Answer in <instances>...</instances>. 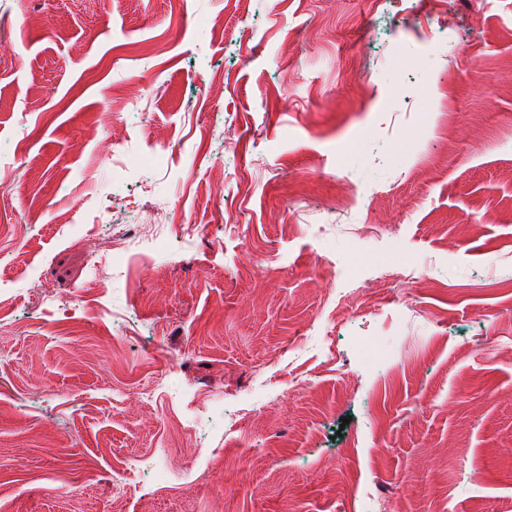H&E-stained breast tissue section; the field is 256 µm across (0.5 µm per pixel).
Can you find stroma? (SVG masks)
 Masks as SVG:
<instances>
[{
  "instance_id": "obj_1",
  "label": "stroma",
  "mask_w": 512,
  "mask_h": 512,
  "mask_svg": "<svg viewBox=\"0 0 512 512\" xmlns=\"http://www.w3.org/2000/svg\"><path fill=\"white\" fill-rule=\"evenodd\" d=\"M0 19V512H512V0ZM157 207L194 240L93 268Z\"/></svg>"
}]
</instances>
